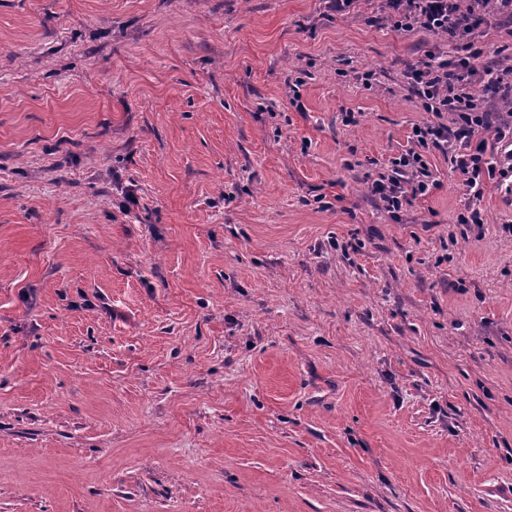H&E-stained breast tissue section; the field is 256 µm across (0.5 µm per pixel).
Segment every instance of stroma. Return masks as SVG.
I'll return each mask as SVG.
<instances>
[{"label":"stroma","instance_id":"obj_1","mask_svg":"<svg viewBox=\"0 0 512 512\" xmlns=\"http://www.w3.org/2000/svg\"><path fill=\"white\" fill-rule=\"evenodd\" d=\"M438 52L376 0H0V512H512V195L369 188Z\"/></svg>","mask_w":512,"mask_h":512}]
</instances>
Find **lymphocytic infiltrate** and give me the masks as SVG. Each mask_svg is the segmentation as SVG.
<instances>
[{
    "instance_id": "lymphocytic-infiltrate-1",
    "label": "lymphocytic infiltrate",
    "mask_w": 512,
    "mask_h": 512,
    "mask_svg": "<svg viewBox=\"0 0 512 512\" xmlns=\"http://www.w3.org/2000/svg\"><path fill=\"white\" fill-rule=\"evenodd\" d=\"M495 4L498 15L512 19V0H381L380 9L395 30L417 29L448 37L461 49V57L449 60L430 56L424 67L407 74L408 83L424 111L436 121L414 127L409 146L390 161V166L372 184V192L391 216H399L409 198L424 196L434 187L426 152L437 151L451 158L464 177L470 195L480 197L484 178L498 176L512 194V113L494 116L475 93L482 85L512 101V64L477 67L483 52V25L487 6ZM493 128L497 158L488 161L485 143L475 142L480 130Z\"/></svg>"
}]
</instances>
